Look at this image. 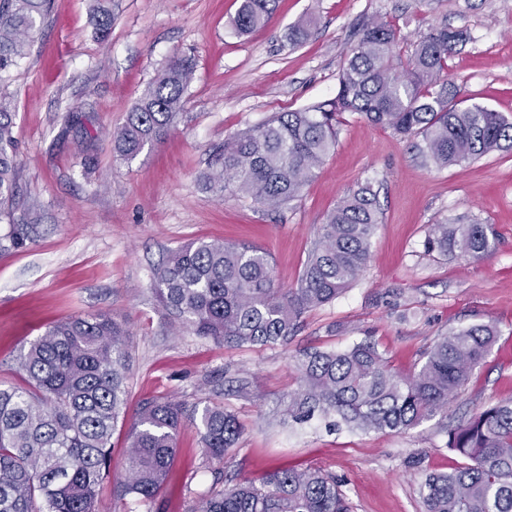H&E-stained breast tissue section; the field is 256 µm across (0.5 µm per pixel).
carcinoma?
<instances>
[{"instance_id":"cac0c4a2","label":"carcinoma","mask_w":512,"mask_h":512,"mask_svg":"<svg viewBox=\"0 0 512 512\" xmlns=\"http://www.w3.org/2000/svg\"><path fill=\"white\" fill-rule=\"evenodd\" d=\"M273 0H242L232 19L241 34L266 23ZM49 0H0V83L21 62ZM96 32L112 25V0H93ZM467 35L432 27L409 44L389 22L369 19L339 67L335 97L281 112L224 141L203 173L207 189L278 209L296 200L335 149L345 113L360 115L403 137L421 135L420 154L443 168L512 149V121L485 106H460L448 83V59ZM194 64L176 57L112 132L127 161L159 142L183 108ZM14 119L0 98V210L16 195ZM380 210L371 184L360 185L326 216L296 287L272 274L260 247L197 240L172 250L153 272L156 296L180 327L236 349L286 346L306 315L342 295L365 271ZM487 224H434L428 254L479 261L492 251ZM28 228L12 224L0 248H23ZM498 336L475 324L439 337L408 375L393 371L366 338L345 350L300 354V386L287 416L305 422L334 415L352 430L401 433L437 416L483 365ZM128 331L104 314L73 316L47 327L21 358L25 387H0V512H96L97 488L112 476L111 438L126 420ZM185 417L168 397L148 401L128 430L129 445L113 494L152 512L167 482ZM192 419L203 455L222 461L242 427L227 409L205 405ZM462 463L430 476L425 512H512V402L473 414L448 432ZM192 512H352L328 472L285 468L258 485L225 484L200 494Z\"/></svg>"}]
</instances>
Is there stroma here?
<instances>
[{
	"instance_id": "1",
	"label": "stroma",
	"mask_w": 512,
	"mask_h": 512,
	"mask_svg": "<svg viewBox=\"0 0 512 512\" xmlns=\"http://www.w3.org/2000/svg\"><path fill=\"white\" fill-rule=\"evenodd\" d=\"M241 0H112V28L96 34L91 0H51L28 56L0 87L15 114L17 194L0 234L31 225V241L0 251V385L22 384L19 357L47 323L105 312L129 336V411L170 396L236 414L244 431L224 461L203 463L200 433L185 422L155 512H191L215 477L260 482L286 468L331 473L354 512H424L428 474L460 464L448 428L512 400V152L436 168L409 139L347 115L334 152L300 197L277 210L217 198L201 180L226 138L328 99L363 20L396 24L408 41L429 28L468 34L449 62L459 99L512 120V0H277L271 20L238 34ZM315 17L308 39L289 30ZM176 56L194 61L184 110L169 133L132 161L115 156L120 127ZM81 125L63 131L60 115ZM92 149L95 168L82 164ZM371 180L381 222L371 259L336 301L310 312L286 346L227 349L175 331L152 287L169 251L194 240L247 241L273 256V273L295 286L327 213ZM478 221L495 250L470 261L426 254L435 224ZM495 323L485 363L447 412L402 433L289 421L303 350H341L372 338L410 373L422 352L454 329Z\"/></svg>"
}]
</instances>
